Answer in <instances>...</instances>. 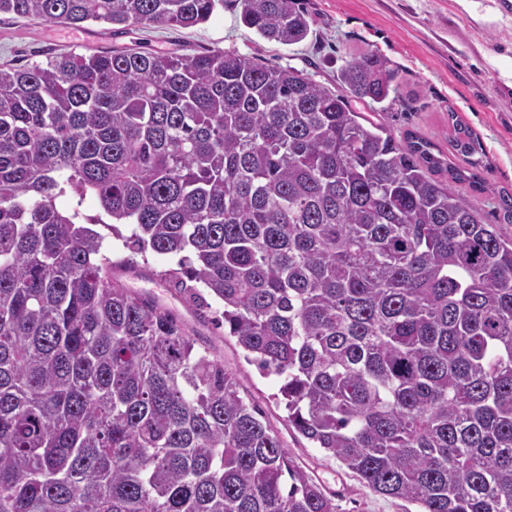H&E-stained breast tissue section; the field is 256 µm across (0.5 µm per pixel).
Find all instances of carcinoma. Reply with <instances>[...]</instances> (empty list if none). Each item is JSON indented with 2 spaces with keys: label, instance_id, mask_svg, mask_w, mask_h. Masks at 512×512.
Listing matches in <instances>:
<instances>
[{
  "label": "carcinoma",
  "instance_id": "carcinoma-1",
  "mask_svg": "<svg viewBox=\"0 0 512 512\" xmlns=\"http://www.w3.org/2000/svg\"><path fill=\"white\" fill-rule=\"evenodd\" d=\"M294 45L296 0H239ZM224 0H0V15L182 28ZM399 68L331 89L234 51L59 54L0 66V512H336L236 374L112 278L101 224L281 381L308 442L417 512H512V239L450 183L468 167L396 138ZM448 173V181L433 175ZM76 198L63 211L56 199ZM93 198L99 214L82 211Z\"/></svg>",
  "mask_w": 512,
  "mask_h": 512
}]
</instances>
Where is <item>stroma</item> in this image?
<instances>
[{"instance_id": "35a3bbf8", "label": "stroma", "mask_w": 512, "mask_h": 512, "mask_svg": "<svg viewBox=\"0 0 512 512\" xmlns=\"http://www.w3.org/2000/svg\"><path fill=\"white\" fill-rule=\"evenodd\" d=\"M312 19L313 35L285 46L245 28L238 0H225L223 11L204 24L171 29L90 22L71 28L43 20L0 15V65L24 67L46 57L72 52L134 49L151 53L234 51L259 62L305 70L326 86L336 84L346 60L375 50L400 65L402 79L394 104L379 120L396 136L414 131L441 149L449 161V112L480 137L488 160L483 176L487 193H460L481 211L484 223L512 238V224L494 206L500 189L512 191V0H301ZM177 256L147 254L145 274L121 272L123 285L150 296L182 317L201 341L237 374L242 389L266 413L285 450L333 497L336 512H416L402 499L373 493L341 463L325 456L289 430L277 407L279 381L261 376L224 329L199 321L182 294L163 277Z\"/></svg>"}]
</instances>
